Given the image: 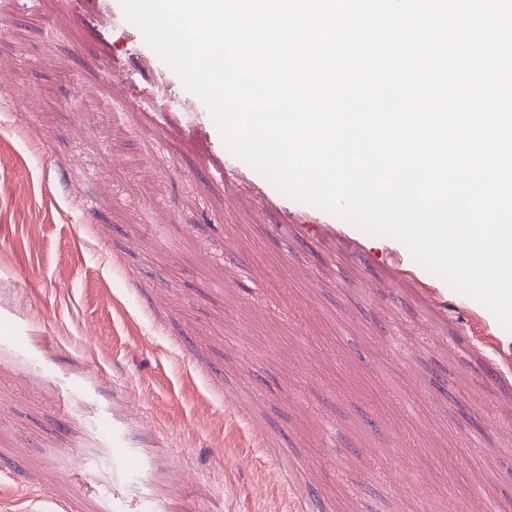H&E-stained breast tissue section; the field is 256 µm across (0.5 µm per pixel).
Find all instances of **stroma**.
<instances>
[{
  "label": "stroma",
  "mask_w": 512,
  "mask_h": 512,
  "mask_svg": "<svg viewBox=\"0 0 512 512\" xmlns=\"http://www.w3.org/2000/svg\"><path fill=\"white\" fill-rule=\"evenodd\" d=\"M104 8L0 0V512H512V332L210 128L112 109L108 64L184 91ZM139 52L141 55L149 60L155 67L160 84L165 88H174L182 86L178 76L168 68L157 56V54L142 40Z\"/></svg>",
  "instance_id": "stroma-1"
}]
</instances>
